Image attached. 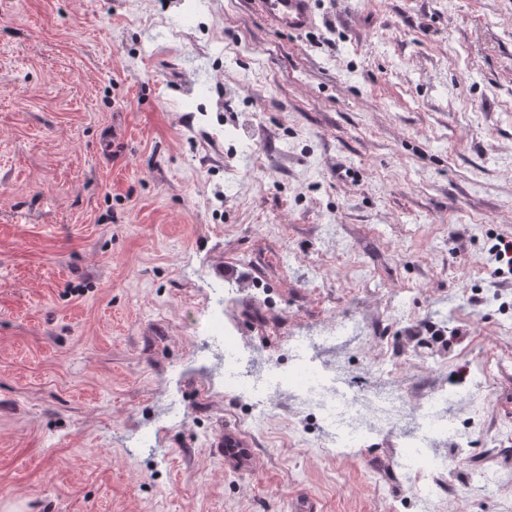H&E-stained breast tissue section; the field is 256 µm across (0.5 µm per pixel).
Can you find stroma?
Returning a JSON list of instances; mask_svg holds the SVG:
<instances>
[{
    "mask_svg": "<svg viewBox=\"0 0 512 512\" xmlns=\"http://www.w3.org/2000/svg\"><path fill=\"white\" fill-rule=\"evenodd\" d=\"M182 2L0 0V512H512V0H312L296 35ZM244 278L267 302H219ZM322 336L408 412L474 396V453L428 487L399 427L336 447L285 397ZM488 249L494 272L499 275L512 274V236L497 235ZM249 442L236 430L225 428L224 439L216 445L217 452L224 456L225 462L240 470L249 468L254 458L253 448Z\"/></svg>",
    "mask_w": 512,
    "mask_h": 512,
    "instance_id": "1",
    "label": "stroma"
}]
</instances>
